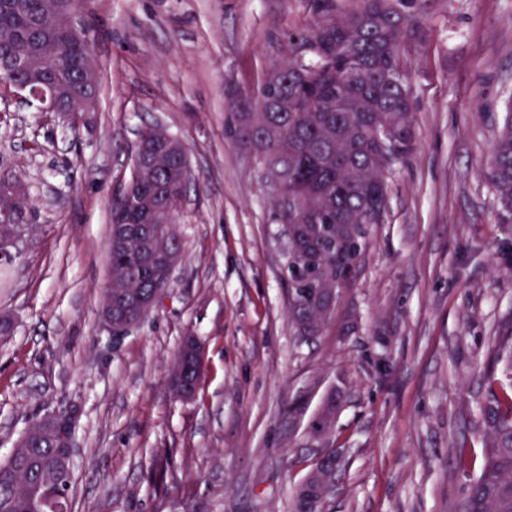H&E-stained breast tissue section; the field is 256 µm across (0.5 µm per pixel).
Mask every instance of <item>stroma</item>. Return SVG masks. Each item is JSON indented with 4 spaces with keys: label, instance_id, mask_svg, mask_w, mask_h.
<instances>
[{
    "label": "stroma",
    "instance_id": "stroma-1",
    "mask_svg": "<svg viewBox=\"0 0 512 512\" xmlns=\"http://www.w3.org/2000/svg\"><path fill=\"white\" fill-rule=\"evenodd\" d=\"M99 111L74 138L57 114L0 98V165L37 224L0 312V460L32 417L78 406L71 512H292L321 448L345 468L324 512H460L485 444L477 365L512 333V224L484 176L512 111V0H431L403 48L418 131L388 209L323 335L288 320L281 226L224 93L257 95L310 23L312 0H91ZM187 149L167 296L113 338L101 318L112 195L140 132ZM203 345L199 388L169 367ZM328 438L311 425L328 393Z\"/></svg>",
    "mask_w": 512,
    "mask_h": 512
}]
</instances>
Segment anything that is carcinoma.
Wrapping results in <instances>:
<instances>
[{
	"instance_id": "obj_1",
	"label": "carcinoma",
	"mask_w": 512,
	"mask_h": 512,
	"mask_svg": "<svg viewBox=\"0 0 512 512\" xmlns=\"http://www.w3.org/2000/svg\"><path fill=\"white\" fill-rule=\"evenodd\" d=\"M359 10L336 12V0H313L317 19L288 35V59L264 77L257 97L227 89V135L247 148L258 165L278 168L288 181L296 209L275 220L288 223V252L301 265L282 274L288 289L289 318L298 336L322 333L324 289L336 276L353 271L368 244L369 225L383 221L388 202L386 172L416 149L413 95L407 84L405 43L423 37L427 0H361ZM85 9V0H0V56L21 53L28 71L8 79L17 87L40 73L60 95L62 108L82 111L65 95V87L95 80L92 47L74 38L55 20V7ZM387 147L376 144L379 130ZM162 132L146 129L135 157L150 161ZM501 204L500 219L512 223V115L498 136L485 170ZM190 174L169 161L148 176L129 178L124 191L142 209L167 196L170 213L180 214V199ZM15 201L0 195V210ZM24 208L18 223L1 224L0 238L18 242L31 229ZM155 241L180 246L174 224L150 225ZM145 237L127 224L112 225V295L117 302L131 290L146 302L158 288L155 268L141 259ZM489 398L481 407L487 444L478 476L467 481L461 512H512V336L501 340L490 362L478 364ZM63 438L36 431L23 452L34 467L0 466V512H27L26 491L40 486L54 495L66 478L57 466Z\"/></svg>"
}]
</instances>
